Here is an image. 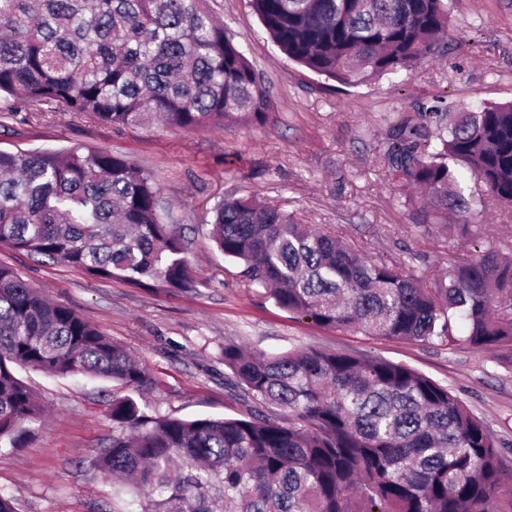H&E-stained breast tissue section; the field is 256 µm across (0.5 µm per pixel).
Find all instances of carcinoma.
Returning <instances> with one entry per match:
<instances>
[{
    "instance_id": "1",
    "label": "carcinoma",
    "mask_w": 512,
    "mask_h": 512,
    "mask_svg": "<svg viewBox=\"0 0 512 512\" xmlns=\"http://www.w3.org/2000/svg\"><path fill=\"white\" fill-rule=\"evenodd\" d=\"M206 0H0V101L9 112L91 114L115 128L153 121L206 129L263 125L261 75ZM291 61L345 85L439 52L453 0H249ZM385 155L399 190L429 196L420 223H469L490 197L512 210V101L453 112L439 101L391 126ZM153 176L98 149L0 150V246L101 279L191 293L184 238L159 213ZM211 237L275 306L319 326L432 343L512 342L505 243L416 274L374 262L279 205L227 196ZM462 321L466 335L455 337ZM238 417L181 419L130 395L110 404L112 440L91 460L135 512H495L512 469L494 435L448 387L404 363L356 351L280 353L226 344ZM86 374L140 394L160 390L127 348L0 266V444L42 416L14 373Z\"/></svg>"
}]
</instances>
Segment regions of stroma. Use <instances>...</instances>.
Returning a JSON list of instances; mask_svg holds the SVG:
<instances>
[{
    "label": "stroma",
    "instance_id": "stroma-1",
    "mask_svg": "<svg viewBox=\"0 0 512 512\" xmlns=\"http://www.w3.org/2000/svg\"><path fill=\"white\" fill-rule=\"evenodd\" d=\"M272 101L261 126L215 130L153 124L116 130L88 115L30 113L0 118L5 151L77 146L102 149L150 171L163 211L188 242L198 285L188 294L151 292L123 280L88 276L0 247V265L20 271L48 299L99 324L161 382L151 408L180 418L237 414L224 377L229 342L279 353L294 347L355 350L402 362L447 385L512 462V343L488 351L321 327L276 307L260 288L243 287L218 252L204 219L224 196H251L294 211L301 223L335 231L375 261L420 255L416 270L440 273L476 252L512 242V221L494 204L470 221L488 227L478 242L449 238L439 223L418 224L387 177V131L434 98L458 109L512 100V0H455L438 56L413 73L357 86L318 76L277 50L248 0H210ZM46 415L17 447L0 448V490L16 512H112V481L90 464L112 436V382L20 368Z\"/></svg>",
    "mask_w": 512,
    "mask_h": 512
}]
</instances>
